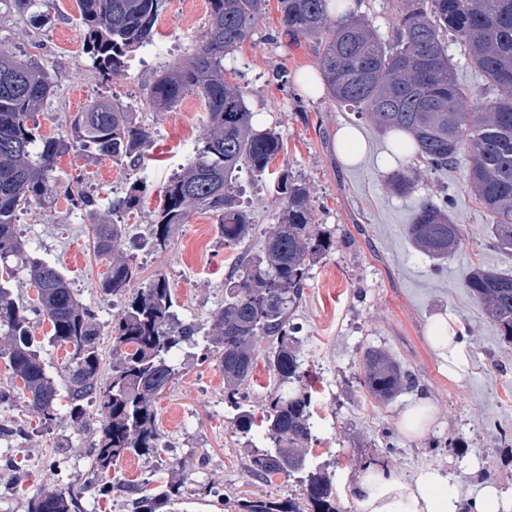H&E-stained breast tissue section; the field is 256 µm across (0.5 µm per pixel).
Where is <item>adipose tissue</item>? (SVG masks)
<instances>
[{
    "mask_svg": "<svg viewBox=\"0 0 512 512\" xmlns=\"http://www.w3.org/2000/svg\"><path fill=\"white\" fill-rule=\"evenodd\" d=\"M356 512H460V498L447 472L422 469L408 479L397 471L371 466L349 488Z\"/></svg>",
    "mask_w": 512,
    "mask_h": 512,
    "instance_id": "ef3b65f1",
    "label": "adipose tissue"
}]
</instances>
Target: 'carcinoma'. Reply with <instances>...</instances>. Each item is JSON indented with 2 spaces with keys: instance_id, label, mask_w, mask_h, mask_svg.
I'll use <instances>...</instances> for the list:
<instances>
[{
  "instance_id": "obj_1",
  "label": "carcinoma",
  "mask_w": 512,
  "mask_h": 512,
  "mask_svg": "<svg viewBox=\"0 0 512 512\" xmlns=\"http://www.w3.org/2000/svg\"><path fill=\"white\" fill-rule=\"evenodd\" d=\"M165 3L78 0L91 66L106 77L122 72L132 53L152 42ZM208 4V26L194 53L163 71L146 99L150 108L166 110L195 93L206 112L192 156L171 180L155 213L154 246L160 249L193 209L216 218L224 246L245 244L254 224L237 202L236 181L244 170L264 173L283 149L278 134L253 129L244 92L227 81L224 68V58L251 39L266 0ZM51 7L50 0H0L1 15L16 14L36 30L51 23ZM278 12L283 33L307 38L317 47L326 94L338 106L367 116L381 133L411 136L413 143L400 139L395 144L396 168L387 176L393 192L409 196L416 186L405 155L413 152L428 169L438 170L468 154L470 192L493 218L496 247L512 252V0H402L389 39L380 37L364 15L333 18L329 0H278ZM450 37L464 43L494 97L476 104L460 87L448 55ZM53 92V78L45 68L30 56L0 47V263L8 279L26 280L37 292L31 302L0 284V335L8 337L0 358L11 372L9 386L0 387V405L19 398L30 417L48 427L58 419L62 397L78 426L85 423L88 402L98 403L102 419L91 449L96 479L38 491L26 502V512H83L82 499L89 490L98 499L129 490L119 474L125 458L161 447L153 403L179 374L172 352L194 342L198 329L193 323L174 327L172 293L164 276L132 289L135 269L121 250L124 225L96 224V249L109 259L102 293L127 298L112 320V364L102 374V329L94 310L77 299L56 266L28 253L17 218L60 193L96 217V196L77 183L60 187L58 158L83 152L135 171L150 132L121 105L106 101L77 113L70 136H45L39 132L37 111ZM146 189L140 179L131 182L125 195L111 201L110 210L123 214L137 209ZM276 193L283 220L273 225L259 252L242 251L224 279V304L212 313L204 355L219 359L224 401L236 411L233 428L248 434L258 420L240 399L257 355L264 352L277 388L258 421L262 446L249 442L248 468L259 480L275 474L287 482L296 480L303 496L230 499L224 506L238 512H341L333 475L326 466L311 464L302 450L313 439L314 424L310 396L294 387L300 378L301 341L292 322L311 263L330 251L333 240L315 228L305 183L283 173ZM457 206L446 195L421 199L406 225L415 247L439 265L464 236L463 225L453 218ZM463 288L512 342V275L475 268L465 276ZM31 313L50 322L49 343L69 348L60 384L40 357ZM361 366L359 382L378 399L390 400L416 386L415 377L380 350L364 351ZM181 495L173 484L141 488L131 509L161 512Z\"/></svg>"
}]
</instances>
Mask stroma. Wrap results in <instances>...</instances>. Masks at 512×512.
<instances>
[{"instance_id": "stroma-1", "label": "stroma", "mask_w": 512, "mask_h": 512, "mask_svg": "<svg viewBox=\"0 0 512 512\" xmlns=\"http://www.w3.org/2000/svg\"><path fill=\"white\" fill-rule=\"evenodd\" d=\"M54 4L52 25L40 31L13 15L0 18V42L16 54L34 56L54 77V94L37 114L43 134H69L76 113L102 98L121 103L152 133L137 170L71 152L59 159L56 174L64 183L81 180L98 196L103 216L128 182H146L138 209L121 218L127 228L122 251L136 269L134 285L165 276L179 322L209 333L237 250L224 246L215 218L202 212L174 228L166 250L151 243L152 220L166 188L202 133L204 105L195 94L167 112L146 104L157 75L193 53L207 26V0H167L152 46L136 51L125 74L110 80L91 68L84 52L76 0ZM277 7V0H269L251 39L224 65L243 90L255 127L275 130L284 144L268 171H244L237 180L242 206L256 224L246 249L261 250L265 229L281 221L272 189L284 170L306 183L317 228L334 233L333 248L309 271L293 317L302 340L298 387L311 397L315 423L308 458L334 472L343 512H355L348 488L370 464L408 478L427 467L443 468L465 502L484 482L512 493V342L462 286L466 273L478 267L512 274V253L495 247L490 216L469 192L468 158L460 156L453 167L437 172L414 163V193H393L386 180L394 167L392 135L378 134L367 117L339 107L326 93L293 99L301 71L315 68L316 57L311 43L282 35ZM344 124L357 127L366 141L354 165L339 158L334 144ZM444 193L460 199L454 218L465 236L446 269L435 274L432 258L410 243L405 227L419 200ZM18 232L33 257L62 270L77 299L94 308L97 323L111 325L123 300L101 292L108 262L95 249L91 217L60 198L22 211ZM439 316L463 336L469 368L457 379L448 377L429 336ZM368 348L389 353L415 374L418 386L388 402L375 399L358 382L360 355ZM201 353V346L188 344L176 351L180 374L154 403L162 446L158 454L127 458L122 477L140 487L179 484L184 499L176 512H226L228 496L300 493L299 485L282 478L265 483L251 474L247 439L234 432V411L224 401V373L216 358L205 360ZM420 399L431 402L434 419L410 437L401 419ZM87 413L86 426H74L64 415L46 430L23 403L0 406V420L28 431L27 439L0 441V459L21 460L23 472L16 481L0 472V512H24V500L36 491L91 479L96 404ZM503 431L509 439L502 444L497 436Z\"/></svg>"}]
</instances>
